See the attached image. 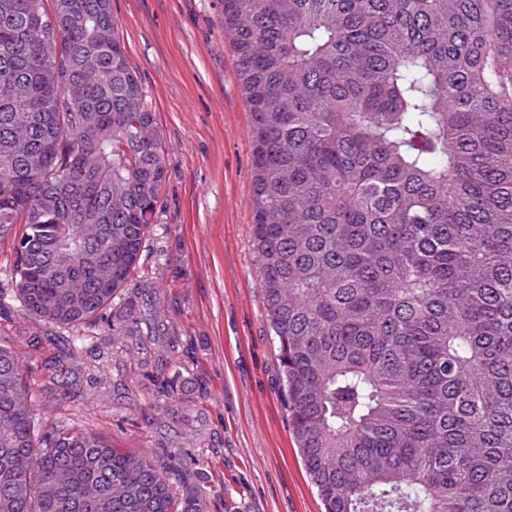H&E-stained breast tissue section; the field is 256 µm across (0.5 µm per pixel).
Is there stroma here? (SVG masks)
I'll return each mask as SVG.
<instances>
[{
  "label": "stroma",
  "instance_id": "1",
  "mask_svg": "<svg viewBox=\"0 0 512 512\" xmlns=\"http://www.w3.org/2000/svg\"><path fill=\"white\" fill-rule=\"evenodd\" d=\"M112 15L167 153L158 224L111 315L80 330L75 401L45 369L61 328L8 299L0 343L40 422L157 462L205 512H323L282 400L251 247V117L213 0H112Z\"/></svg>",
  "mask_w": 512,
  "mask_h": 512
}]
</instances>
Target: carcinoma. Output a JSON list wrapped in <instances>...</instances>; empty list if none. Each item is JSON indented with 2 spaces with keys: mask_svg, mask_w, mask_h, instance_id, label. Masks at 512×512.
<instances>
[{
  "mask_svg": "<svg viewBox=\"0 0 512 512\" xmlns=\"http://www.w3.org/2000/svg\"><path fill=\"white\" fill-rule=\"evenodd\" d=\"M251 115L252 248L324 512H512V0H214ZM163 138L110 0H0V240L22 311L114 305ZM112 278V287H99ZM48 361L68 394L74 352ZM155 462L37 438L0 344V512H201Z\"/></svg>",
  "mask_w": 512,
  "mask_h": 512,
  "instance_id": "carcinoma-1",
  "label": "carcinoma"
}]
</instances>
